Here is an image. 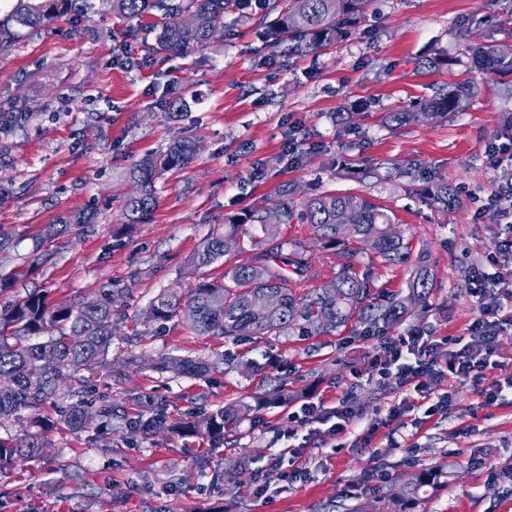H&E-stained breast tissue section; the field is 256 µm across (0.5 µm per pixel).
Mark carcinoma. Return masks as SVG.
<instances>
[{
    "instance_id": "obj_1",
    "label": "carcinoma",
    "mask_w": 512,
    "mask_h": 512,
    "mask_svg": "<svg viewBox=\"0 0 512 512\" xmlns=\"http://www.w3.org/2000/svg\"><path fill=\"white\" fill-rule=\"evenodd\" d=\"M116 18L132 22L156 10L165 11V21L155 34L152 54L183 59L205 50L224 28V10L231 0H99ZM371 0H270L266 19V47L271 53L282 49L288 56L317 51L356 29ZM95 8L94 0H15L10 21L22 28L39 29L58 15L85 13ZM475 66L484 73L512 74V52L498 45L469 46ZM473 90L461 84L412 108L386 112L384 126L390 129L424 121H437L465 111ZM196 146L187 139L173 142L159 157H147L131 172L136 191L124 205L129 224H142L157 206L154 185L157 167L179 168L195 155ZM425 168L424 162L408 156L382 174V164L370 160L349 170L358 182L386 177H412ZM294 186L282 185L281 200L273 208L255 210L224 225V233L211 236L193 259L202 268L230 253H242L238 227L252 223L262 234L263 248L224 273V280L200 278L192 288L171 289L157 296L143 312L148 322L165 324L184 318L202 336L260 339L320 334L331 335L347 327L361 334L384 332L406 321L417 307H425L436 284L433 268L418 262L404 296L387 291L367 276L357 273L358 252L342 255L336 278L329 289L306 288L315 277L306 250L296 245L285 250L279 239L281 224H311L321 238L334 244L347 234L378 255L390 266L408 260L409 243L392 231L388 210L359 193L322 192L300 203L293 199ZM423 201L446 213L459 203L456 190L447 182L430 181L420 191ZM292 273H287V268ZM117 288H102L78 301L52 304L40 293H28L10 307L0 310V424L27 410L38 409L55 396L59 384L81 371L108 363L116 338ZM167 369L178 376L200 377L214 369V363L192 357H174ZM252 410L240 401L216 409L199 420L178 425L186 435L206 433L220 437L233 430ZM88 420L84 401L64 411L63 423L80 430ZM42 434L26 433L15 439L0 438V472L18 462L40 456ZM444 468L432 466L407 483L403 494L412 502L421 500L427 488H436Z\"/></svg>"
}]
</instances>
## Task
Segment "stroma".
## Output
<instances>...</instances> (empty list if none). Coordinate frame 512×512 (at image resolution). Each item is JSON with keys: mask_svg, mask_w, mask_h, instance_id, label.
Wrapping results in <instances>:
<instances>
[{"mask_svg": "<svg viewBox=\"0 0 512 512\" xmlns=\"http://www.w3.org/2000/svg\"><path fill=\"white\" fill-rule=\"evenodd\" d=\"M143 18L128 40L125 23L94 10L63 14L38 31H23L0 50V232L13 244L0 252V275H15L0 305L39 291L55 303L115 287L123 314L112 365L86 371V400L109 404L111 433L90 414L73 432L60 424L73 401V382L20 419L0 424V437L19 436L43 421L44 450L0 473V512H512V387L487 401L468 380L440 378L430 388L454 389L452 412L416 422L407 412L395 434L368 435L370 423L406 397L374 366L385 339L419 330L465 335L481 301L468 290L474 271L507 234L508 217L490 210L504 193L512 165L493 167L486 149L503 137L512 82L473 68L468 45L512 46V0H372L360 26L301 58H260L256 20L235 9L213 44L189 59L149 55L153 25ZM443 51L446 65L425 59ZM136 66H127L125 54ZM186 108L169 111V83ZM479 93L464 112L392 130L384 113L459 84ZM178 138L195 142L191 162L158 172V204L146 223L125 226L122 210L135 185L130 171ZM299 150L289 156L288 142ZM383 166L413 155L425 169L411 178L360 183L339 167L342 156ZM442 179L459 206L439 213L419 192ZM298 197L360 192L391 211L393 228L412 257L433 266L437 287L429 306L384 336H283L227 341L197 335L181 319L145 322L160 292L189 288L201 277L222 279L239 259L227 255L203 269L192 259L230 218L274 207L283 184ZM95 220L55 237L43 228L74 211ZM280 239L300 243L311 259L313 287L330 285L343 249L309 224H283ZM359 273L393 292H406L411 265L392 267L359 253ZM216 362L207 377L161 369L169 357ZM285 384L288 399L250 412L236 434L216 440L183 436L175 425L240 400L251 401L267 377ZM353 397L361 412L354 433L310 435L301 447L308 475L288 484L259 477L285 446L278 431L306 401L337 406ZM163 403L165 427L143 433L132 422ZM481 465H474V458ZM441 464L447 475L423 501L402 500L407 482Z\"/></svg>", "mask_w": 512, "mask_h": 512, "instance_id": "stroma-1", "label": "stroma"}]
</instances>
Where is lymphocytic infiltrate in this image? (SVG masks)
Wrapping results in <instances>:
<instances>
[{"label":"lymphocytic infiltrate","mask_w":512,"mask_h":512,"mask_svg":"<svg viewBox=\"0 0 512 512\" xmlns=\"http://www.w3.org/2000/svg\"><path fill=\"white\" fill-rule=\"evenodd\" d=\"M473 283L486 301L479 317L469 325L467 335L448 336L439 343L417 332L406 340L385 342L386 356L376 361L380 375L396 373L400 386L412 389L434 412L451 411L453 397L448 392L432 396L430 382L442 376L473 382L483 380L485 371L492 365L498 337L512 326V316L504 313L507 305L512 304V291L490 283L488 273L482 270L476 272ZM357 418L356 410L347 399L335 407L306 403L289 413L280 435L292 439L300 430L324 424L328 427V436L335 437L345 433Z\"/></svg>","instance_id":"lymphocytic-infiltrate-1"}]
</instances>
